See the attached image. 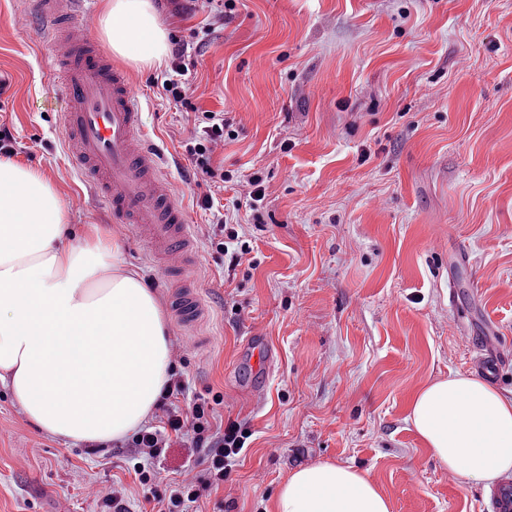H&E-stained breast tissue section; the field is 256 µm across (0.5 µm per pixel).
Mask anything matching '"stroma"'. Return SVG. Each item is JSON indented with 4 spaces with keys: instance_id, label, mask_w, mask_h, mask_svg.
<instances>
[{
    "instance_id": "1",
    "label": "stroma",
    "mask_w": 512,
    "mask_h": 512,
    "mask_svg": "<svg viewBox=\"0 0 512 512\" xmlns=\"http://www.w3.org/2000/svg\"><path fill=\"white\" fill-rule=\"evenodd\" d=\"M169 38L208 23L196 0H152ZM139 92L143 135L196 242L190 270L207 312L183 323L173 284L142 241L120 228L63 148V71L26 0H0V129L13 161L42 172L69 213L68 242L88 224L117 236L127 265L159 297L170 354L186 385L173 405L215 400L216 423L252 433L223 485L196 512H273L290 474L351 466L391 512H489L483 485L449 473L408 420L417 391L473 374L469 323L512 342V0H238L196 57L184 111L162 84L169 63L113 59ZM223 112L235 137L213 165L228 224L254 266L229 269L209 243L184 144L196 112ZM265 178L262 223L244 183ZM273 350L261 399L248 392V337ZM130 438L98 448L40 432L0 385V512H112L94 489H124L127 512H152ZM158 490L190 478L172 444L150 463Z\"/></svg>"
}]
</instances>
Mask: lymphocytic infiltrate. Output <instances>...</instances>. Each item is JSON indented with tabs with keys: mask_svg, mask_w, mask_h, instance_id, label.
Listing matches in <instances>:
<instances>
[{
	"mask_svg": "<svg viewBox=\"0 0 512 512\" xmlns=\"http://www.w3.org/2000/svg\"><path fill=\"white\" fill-rule=\"evenodd\" d=\"M202 125L185 144V151L194 168L204 177L215 179L219 173L213 165V155L223 146L224 137L231 132V123L223 115L203 113ZM213 409L206 399L196 398L189 413L166 408L159 425L140 430L132 438L141 462L134 468L140 484L152 487L156 476L146 466L147 461L159 458L172 442H181L196 454L201 470L191 479L182 481L169 494L155 492L152 498L157 512H189L204 491L223 484L229 476L248 440L246 429L235 420L227 421L222 434L211 431Z\"/></svg>",
	"mask_w": 512,
	"mask_h": 512,
	"instance_id": "lymphocytic-infiltrate-1",
	"label": "lymphocytic infiltrate"
}]
</instances>
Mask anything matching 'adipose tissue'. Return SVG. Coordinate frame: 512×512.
<instances>
[{"mask_svg": "<svg viewBox=\"0 0 512 512\" xmlns=\"http://www.w3.org/2000/svg\"><path fill=\"white\" fill-rule=\"evenodd\" d=\"M113 55L160 64L167 34L151 0H101ZM68 211L40 171L0 160V382L44 434L118 440L142 426L169 380L165 312L118 244L90 224L66 243ZM450 472L491 486L512 472V397L475 377L421 389L408 416ZM275 512H391L374 482L320 463L294 471Z\"/></svg>", "mask_w": 512, "mask_h": 512, "instance_id": "1", "label": "adipose tissue"}]
</instances>
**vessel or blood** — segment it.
Segmentation results:
<instances>
[{
    "mask_svg": "<svg viewBox=\"0 0 512 512\" xmlns=\"http://www.w3.org/2000/svg\"><path fill=\"white\" fill-rule=\"evenodd\" d=\"M32 18L45 26L64 69V145L73 169L111 209L116 221L136 225L163 271L189 270L194 243L184 209L165 187L159 158L144 144L140 101L132 82L113 68L88 35L83 0H28ZM184 322L200 320L206 307L190 280L174 297ZM476 367L501 380L512 347L486 336L472 339Z\"/></svg>",
    "mask_w": 512,
    "mask_h": 512,
    "instance_id": "vessel-or-blood-1",
    "label": "vessel or blood"
}]
</instances>
